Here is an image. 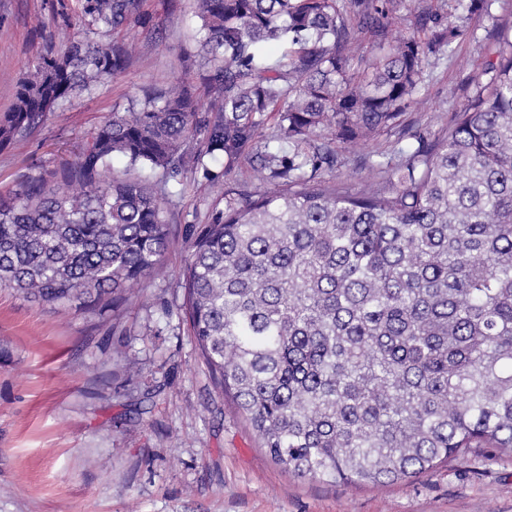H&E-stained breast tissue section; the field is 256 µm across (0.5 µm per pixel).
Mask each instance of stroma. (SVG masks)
I'll return each instance as SVG.
<instances>
[{"mask_svg":"<svg viewBox=\"0 0 512 512\" xmlns=\"http://www.w3.org/2000/svg\"><path fill=\"white\" fill-rule=\"evenodd\" d=\"M475 38L432 56L420 100L393 130L345 152L329 181L381 180L395 151L433 138L494 58L512 0L464 16ZM194 0H137L105 29L76 0H0V113L47 50L74 38L121 47L125 66L54 111L19 148L0 151V191L73 155L83 132L149 90L200 73ZM213 179L185 172L164 206L170 242L128 299L58 312L0 287V512H512V457L473 450L394 484L298 478L267 455L217 389L183 317L190 227L224 206L225 185L266 184L248 162Z\"/></svg>","mask_w":512,"mask_h":512,"instance_id":"stroma-1","label":"stroma"}]
</instances>
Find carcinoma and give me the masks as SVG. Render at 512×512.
<instances>
[{"mask_svg": "<svg viewBox=\"0 0 512 512\" xmlns=\"http://www.w3.org/2000/svg\"><path fill=\"white\" fill-rule=\"evenodd\" d=\"M136 6L87 0L85 13L116 27ZM393 10L196 0L201 87L131 101L74 158L0 193V286L53 308L126 299L158 269L161 201L186 166L208 178L203 157L226 172L245 157L277 189L224 188V209L188 235L184 314L270 458L298 478L385 485L468 448L512 456V27L450 123L384 167L389 185L340 190L323 173L343 149L396 127L429 58L470 36L430 4V37L391 40ZM124 63L84 40L40 57L0 115V149Z\"/></svg>", "mask_w": 512, "mask_h": 512, "instance_id": "obj_1", "label": "carcinoma"}]
</instances>
